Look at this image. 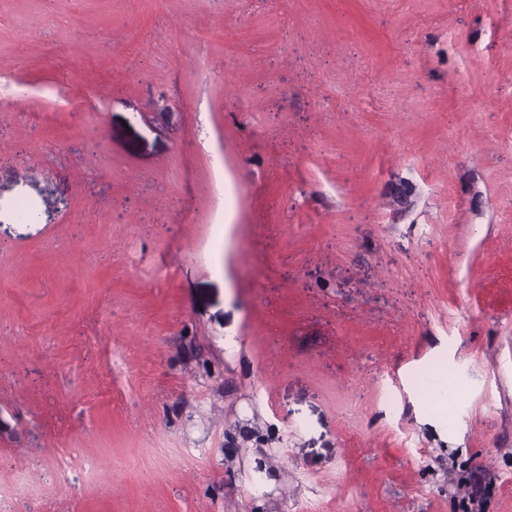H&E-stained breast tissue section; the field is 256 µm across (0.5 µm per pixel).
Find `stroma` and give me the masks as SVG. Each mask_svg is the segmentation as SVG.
Here are the masks:
<instances>
[{"label": "stroma", "mask_w": 512, "mask_h": 512, "mask_svg": "<svg viewBox=\"0 0 512 512\" xmlns=\"http://www.w3.org/2000/svg\"><path fill=\"white\" fill-rule=\"evenodd\" d=\"M1 83L0 512H512V0H0Z\"/></svg>", "instance_id": "stroma-1"}]
</instances>
